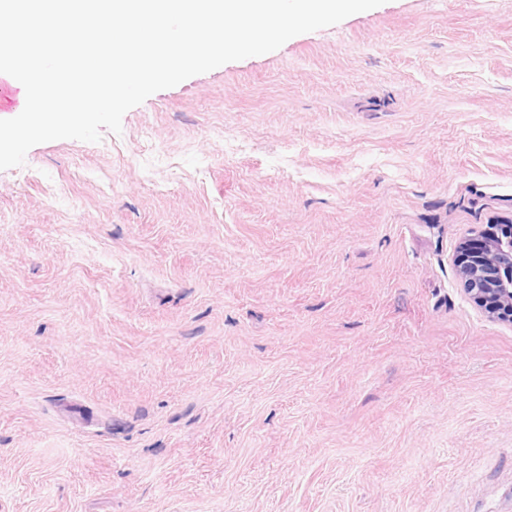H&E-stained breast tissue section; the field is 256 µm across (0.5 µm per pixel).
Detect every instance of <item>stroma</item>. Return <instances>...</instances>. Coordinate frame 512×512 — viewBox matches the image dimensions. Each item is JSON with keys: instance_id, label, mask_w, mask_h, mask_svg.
<instances>
[{"instance_id": "obj_1", "label": "stroma", "mask_w": 512, "mask_h": 512, "mask_svg": "<svg viewBox=\"0 0 512 512\" xmlns=\"http://www.w3.org/2000/svg\"><path fill=\"white\" fill-rule=\"evenodd\" d=\"M512 0H386L0 170V512H512ZM458 256L460 279L477 306L512 325V224L486 225L461 243Z\"/></svg>"}]
</instances>
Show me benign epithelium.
<instances>
[{
    "label": "benign epithelium",
    "mask_w": 512,
    "mask_h": 512,
    "mask_svg": "<svg viewBox=\"0 0 512 512\" xmlns=\"http://www.w3.org/2000/svg\"><path fill=\"white\" fill-rule=\"evenodd\" d=\"M457 262L464 289L478 307L512 325V224H488L465 239Z\"/></svg>",
    "instance_id": "benign-epithelium-1"
}]
</instances>
